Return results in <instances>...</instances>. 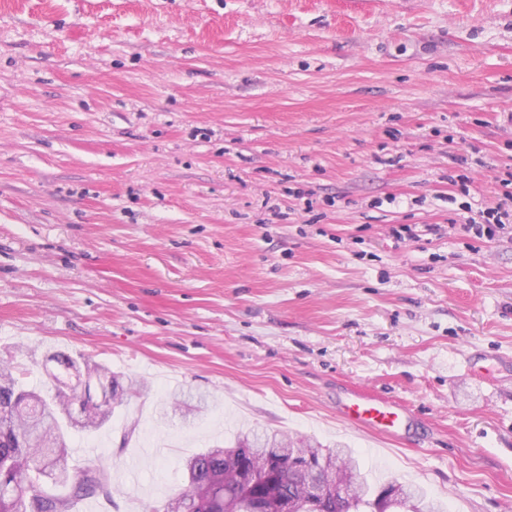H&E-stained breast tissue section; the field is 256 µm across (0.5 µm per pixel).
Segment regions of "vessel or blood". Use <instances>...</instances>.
<instances>
[{
	"instance_id": "obj_1",
	"label": "vessel or blood",
	"mask_w": 512,
	"mask_h": 512,
	"mask_svg": "<svg viewBox=\"0 0 512 512\" xmlns=\"http://www.w3.org/2000/svg\"><path fill=\"white\" fill-rule=\"evenodd\" d=\"M336 413L346 425L378 436L397 438L411 430L409 410L404 404L373 399L355 390L338 396Z\"/></svg>"
}]
</instances>
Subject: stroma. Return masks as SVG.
<instances>
[{
    "mask_svg": "<svg viewBox=\"0 0 512 512\" xmlns=\"http://www.w3.org/2000/svg\"><path fill=\"white\" fill-rule=\"evenodd\" d=\"M511 177L512 0H0V367L138 382L65 438L97 512L242 428L512 512V227H464ZM336 413L348 426L387 438H402L410 432L408 408L387 399H372L355 390H346L336 399Z\"/></svg>",
    "mask_w": 512,
    "mask_h": 512,
    "instance_id": "35a3bbf8",
    "label": "stroma"
}]
</instances>
